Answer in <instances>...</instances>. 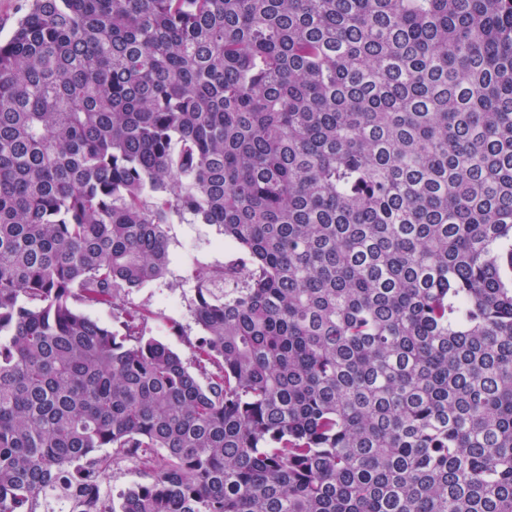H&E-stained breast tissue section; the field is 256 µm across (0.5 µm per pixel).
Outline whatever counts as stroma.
<instances>
[{
    "label": "stroma",
    "mask_w": 512,
    "mask_h": 512,
    "mask_svg": "<svg viewBox=\"0 0 512 512\" xmlns=\"http://www.w3.org/2000/svg\"><path fill=\"white\" fill-rule=\"evenodd\" d=\"M168 244L170 264L163 279L133 289L125 295L122 309L92 308L87 315L119 332L123 329L127 309L152 310V317L141 325L145 335L187 357L191 354L190 341L200 334L194 316L195 276L198 272L223 266L231 255L224 250V234L218 225L203 224L190 216L170 224ZM168 296L177 299L178 310L171 311L163 306L162 300Z\"/></svg>",
    "instance_id": "obj_1"
}]
</instances>
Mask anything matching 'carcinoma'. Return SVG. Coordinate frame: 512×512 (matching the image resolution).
Masks as SVG:
<instances>
[{"mask_svg": "<svg viewBox=\"0 0 512 512\" xmlns=\"http://www.w3.org/2000/svg\"><path fill=\"white\" fill-rule=\"evenodd\" d=\"M224 229L191 359L116 306ZM512 0H29L0 42V512H512ZM150 480L102 510L99 478ZM85 313L91 319L100 323L109 325L113 331L123 334V322L125 321L124 310H117L112 307H99L85 310Z\"/></svg>", "mask_w": 512, "mask_h": 512, "instance_id": "cac0c4a2", "label": "carcinoma"}]
</instances>
